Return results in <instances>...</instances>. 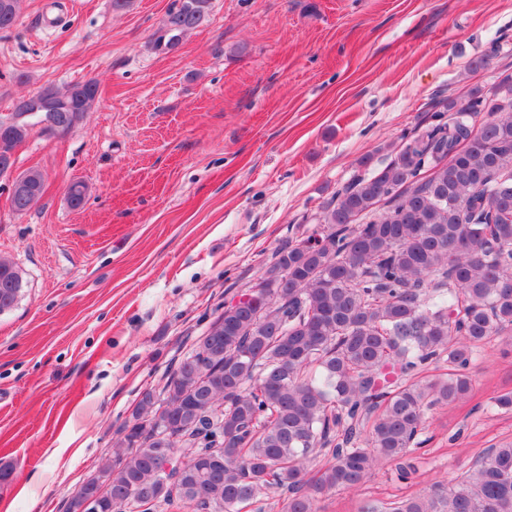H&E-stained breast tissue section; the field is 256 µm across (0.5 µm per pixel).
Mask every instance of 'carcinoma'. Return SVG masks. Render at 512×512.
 <instances>
[{
    "mask_svg": "<svg viewBox=\"0 0 512 512\" xmlns=\"http://www.w3.org/2000/svg\"><path fill=\"white\" fill-rule=\"evenodd\" d=\"M20 0H0V29ZM211 0H177L153 34L171 51L201 26ZM94 81L45 87L0 116V162L33 128L70 130L97 101ZM448 119H443V113ZM38 192H11L23 214ZM87 187L67 200L83 206ZM0 258V314L22 289ZM254 287L224 300L191 352L144 389L119 451L64 503L111 486L100 512H317L323 496L356 491L382 463L415 472L427 413L466 400L471 365L512 335V75L488 94L439 103L401 136L389 162L336 189L319 227L274 253ZM171 433L159 437V425ZM180 467L165 473L166 459ZM358 512H512V441L485 449L450 486Z\"/></svg>",
    "mask_w": 512,
    "mask_h": 512,
    "instance_id": "obj_1",
    "label": "carcinoma"
}]
</instances>
